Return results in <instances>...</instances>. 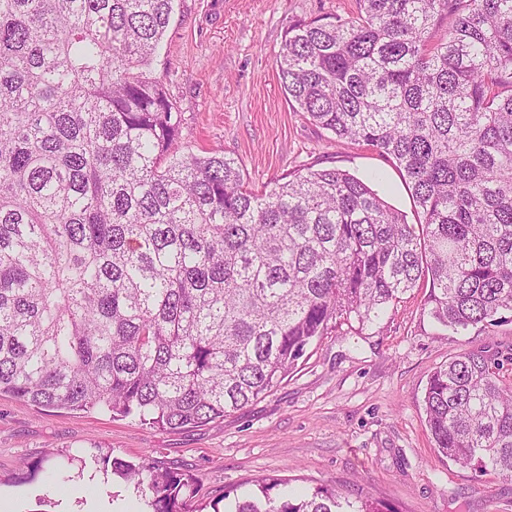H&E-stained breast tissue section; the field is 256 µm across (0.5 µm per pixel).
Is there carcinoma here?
Here are the masks:
<instances>
[{"label":"carcinoma","mask_w":512,"mask_h":512,"mask_svg":"<svg viewBox=\"0 0 512 512\" xmlns=\"http://www.w3.org/2000/svg\"><path fill=\"white\" fill-rule=\"evenodd\" d=\"M357 3L287 28L281 88L334 141L394 165L415 223L335 167L259 192L229 154L172 151L182 114L145 69L174 0H0V393L195 428L416 288L442 329L512 315V0ZM423 402L438 454L512 480L500 363L455 356ZM108 462L151 512H181L180 475ZM281 485L214 512H396Z\"/></svg>","instance_id":"cac0c4a2"}]
</instances>
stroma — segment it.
Returning a JSON list of instances; mask_svg holds the SVG:
<instances>
[{
	"instance_id": "obj_1",
	"label": "stroma",
	"mask_w": 512,
	"mask_h": 512,
	"mask_svg": "<svg viewBox=\"0 0 512 512\" xmlns=\"http://www.w3.org/2000/svg\"><path fill=\"white\" fill-rule=\"evenodd\" d=\"M357 0H175L151 75L163 78L181 112L180 153H229L250 188L291 171L336 167L413 214L402 175L358 144L295 112L275 66L292 22L349 17ZM424 289L404 295L359 335L334 332L271 393L203 427L178 431L98 411L37 408L0 394V504L9 512H125L133 484L81 459L147 462L196 481L191 512H213L224 493L244 495L256 481L290 488H340L394 503L400 512H512V480L476 476L439 455L423 397L434 367L478 349L512 356V322L437 332L421 311Z\"/></svg>"
}]
</instances>
